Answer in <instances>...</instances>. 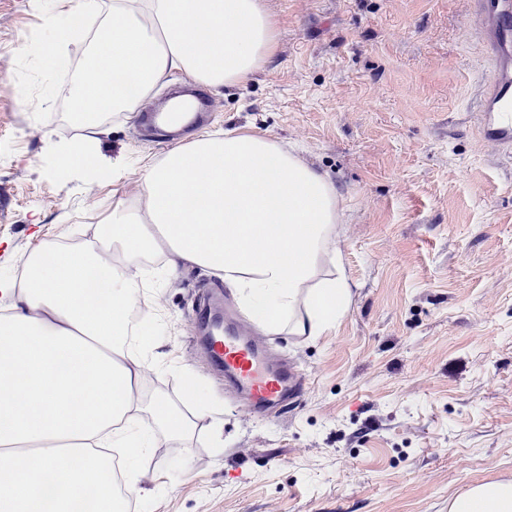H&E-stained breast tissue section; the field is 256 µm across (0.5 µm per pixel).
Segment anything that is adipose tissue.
<instances>
[{
	"mask_svg": "<svg viewBox=\"0 0 512 512\" xmlns=\"http://www.w3.org/2000/svg\"><path fill=\"white\" fill-rule=\"evenodd\" d=\"M103 36L76 85L80 124L105 111L134 112L173 70L217 89L245 83L272 54L275 33L260 0H111ZM121 67L131 97L101 70ZM57 174L80 167L86 184L105 169L85 141L57 142ZM345 200L324 175L268 137L200 134L144 169L136 199L113 203L97 235L76 248L46 242L29 272L0 277V512H120L111 449L127 462L158 431L185 421L141 388L153 370V324L130 314L152 300L145 257L168 271L190 263L232 288L262 326L318 336L349 302L336 248ZM449 512H512V483L458 493Z\"/></svg>",
	"mask_w": 512,
	"mask_h": 512,
	"instance_id": "ef3b65f1",
	"label": "adipose tissue"
}]
</instances>
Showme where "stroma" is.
<instances>
[{
  "label": "stroma",
  "instance_id": "obj_1",
  "mask_svg": "<svg viewBox=\"0 0 512 512\" xmlns=\"http://www.w3.org/2000/svg\"><path fill=\"white\" fill-rule=\"evenodd\" d=\"M260 2L274 53L246 83L208 91L202 130L274 139L334 183L349 305L322 335L271 333L308 388L286 414L253 418L198 332L223 280L196 266L159 276L143 396L178 403L192 387L208 409L138 457L133 512H448L471 486L512 482V163L476 134L483 67L466 5ZM53 8L0 0V272L16 277L42 243L96 234L176 145L139 133L131 112L92 130L73 120L101 18L58 42ZM81 139L123 167L91 193L81 174L58 177L47 149Z\"/></svg>",
  "mask_w": 512,
  "mask_h": 512
}]
</instances>
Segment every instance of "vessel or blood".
Returning <instances> with one entry per match:
<instances>
[{
	"label": "vessel or blood",
	"mask_w": 512,
	"mask_h": 512,
	"mask_svg": "<svg viewBox=\"0 0 512 512\" xmlns=\"http://www.w3.org/2000/svg\"><path fill=\"white\" fill-rule=\"evenodd\" d=\"M475 23L472 50L488 65L476 98L479 137L501 160H512V0H468ZM210 357L224 369V382L251 414L283 409L305 390L301 376L272 360L262 337L244 329L211 336Z\"/></svg>",
	"instance_id": "vessel-or-blood-1"
}]
</instances>
